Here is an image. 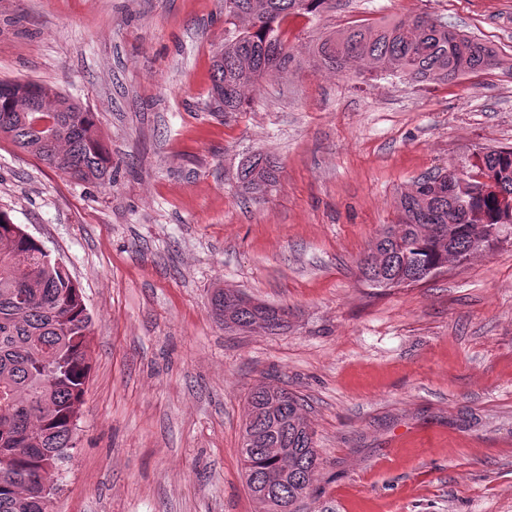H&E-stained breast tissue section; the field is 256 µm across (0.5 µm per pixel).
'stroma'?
<instances>
[{
    "mask_svg": "<svg viewBox=\"0 0 512 512\" xmlns=\"http://www.w3.org/2000/svg\"><path fill=\"white\" fill-rule=\"evenodd\" d=\"M429 13L496 54L448 82L345 79L318 38ZM298 59L214 111L223 0H0V80L96 113L112 185L0 138V209L61 259L92 317L91 376L53 512H264L241 465L246 397L303 399L320 470L301 512H512V228L427 282L359 259L421 177L512 147V0H337L284 23ZM280 181L242 195L239 161ZM289 310L225 331L214 289ZM277 182V166L262 153H254L243 159L238 165L237 183L245 195L262 199Z\"/></svg>",
    "mask_w": 512,
    "mask_h": 512,
    "instance_id": "obj_1",
    "label": "stroma"
}]
</instances>
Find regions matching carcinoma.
<instances>
[{
    "instance_id": "cac0c4a2",
    "label": "carcinoma",
    "mask_w": 512,
    "mask_h": 512,
    "mask_svg": "<svg viewBox=\"0 0 512 512\" xmlns=\"http://www.w3.org/2000/svg\"><path fill=\"white\" fill-rule=\"evenodd\" d=\"M336 0H224V45L214 53L211 98L216 112H238L246 91L295 61L282 24L290 16H317ZM487 45L461 35L429 13L393 25H354L316 44L311 62L354 77L364 67L415 81L454 79L493 65ZM52 112H21L0 93V137L77 181L112 184V157L96 114L59 90ZM487 174L498 191L477 179ZM440 172L419 179L401 199L398 228L388 227L360 262L364 281L376 288L418 284L450 261L481 249L492 229L512 224V147L490 149L484 167L472 163L456 180L455 201L467 224L448 223V183ZM278 182L275 163L262 153L237 169L241 192L263 198ZM212 312L224 328L276 334L288 328V307L254 302L219 288ZM92 318L80 288L45 248L0 209V512H46V475L75 447L74 417L90 377L88 336ZM243 432H262L284 451L273 455L241 441L248 490L266 476L288 471L281 498L299 500L312 485L320 460L302 400L283 387L254 386L247 396Z\"/></svg>"
}]
</instances>
